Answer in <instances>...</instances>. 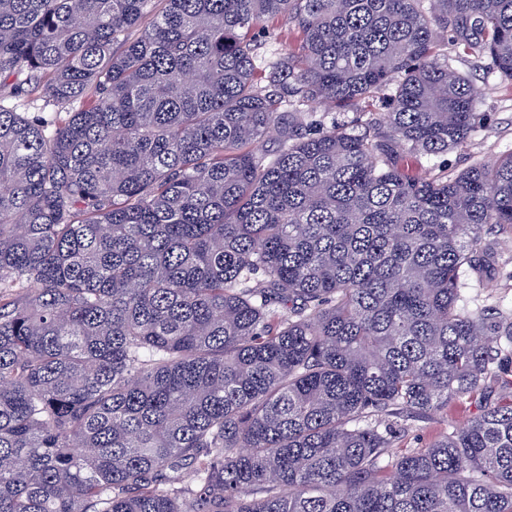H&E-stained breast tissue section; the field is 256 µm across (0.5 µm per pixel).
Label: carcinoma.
I'll return each mask as SVG.
<instances>
[{
  "instance_id": "carcinoma-1",
  "label": "carcinoma",
  "mask_w": 512,
  "mask_h": 512,
  "mask_svg": "<svg viewBox=\"0 0 512 512\" xmlns=\"http://www.w3.org/2000/svg\"><path fill=\"white\" fill-rule=\"evenodd\" d=\"M151 2L0 0V87L66 109L0 105V512H512V309L460 304L512 154L412 170L479 124L448 48L512 81V0ZM270 32L274 29L275 32H281L277 40L269 39L266 35L260 33L258 43H260L261 49L259 55L263 57H271L278 54L285 53L288 49L292 50L296 44L297 31L294 26L288 22L286 17H280L279 19L270 20L266 23ZM313 112H315V119L327 125L333 120H336V122L355 124L366 119V116L360 114L359 111L349 108H336L329 110L323 106L314 105ZM477 412V408L468 403L454 404L448 407L447 415L439 414L429 420L409 422L390 450L400 452L406 448H427L446 433L467 425Z\"/></svg>"
}]
</instances>
